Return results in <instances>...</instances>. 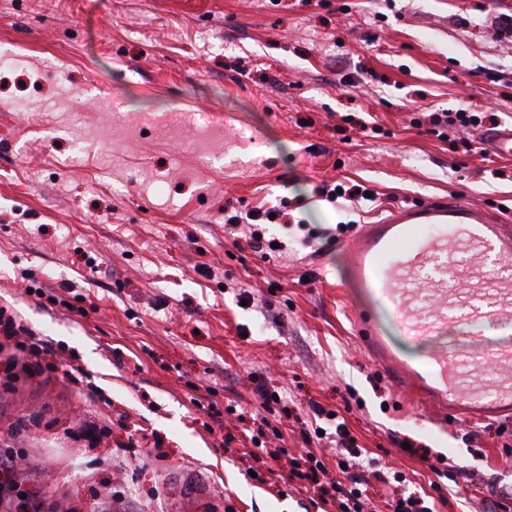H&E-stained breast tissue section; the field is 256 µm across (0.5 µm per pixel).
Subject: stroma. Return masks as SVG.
I'll return each mask as SVG.
<instances>
[{
  "mask_svg": "<svg viewBox=\"0 0 512 512\" xmlns=\"http://www.w3.org/2000/svg\"><path fill=\"white\" fill-rule=\"evenodd\" d=\"M500 25L512 0H0V52L26 54L0 71V307L53 349L0 390V435L41 415L20 446L47 512H187L191 485L217 512H323L286 461L248 456L236 415L259 411L261 387L287 397L268 448H304L294 417L314 401L437 512H512V423L446 425L396 388L353 335L367 299L344 252L299 243L427 198L512 222V158L428 120L463 109L512 126ZM349 114L382 135L342 142ZM334 179L375 201L321 200ZM283 197L291 228L269 232L286 257L235 243L225 217ZM378 318L418 362L466 334L452 318L415 345L391 311ZM71 364L94 390L67 380ZM83 414L107 435L68 437ZM405 441L455 468L435 474Z\"/></svg>",
  "mask_w": 512,
  "mask_h": 512,
  "instance_id": "obj_1",
  "label": "stroma"
}]
</instances>
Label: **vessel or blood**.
Segmentation results:
<instances>
[{
  "mask_svg": "<svg viewBox=\"0 0 512 512\" xmlns=\"http://www.w3.org/2000/svg\"><path fill=\"white\" fill-rule=\"evenodd\" d=\"M372 304L353 315L360 346L394 382L434 407L440 420L512 410V344L481 349L483 322L512 324V272L486 274L512 258V225L483 205L433 198L396 206L341 244ZM391 311L401 335L436 336L449 317L471 326L463 346L410 365L388 345L374 309Z\"/></svg>",
  "mask_w": 512,
  "mask_h": 512,
  "instance_id": "vessel-or-blood-1",
  "label": "vessel or blood"
}]
</instances>
